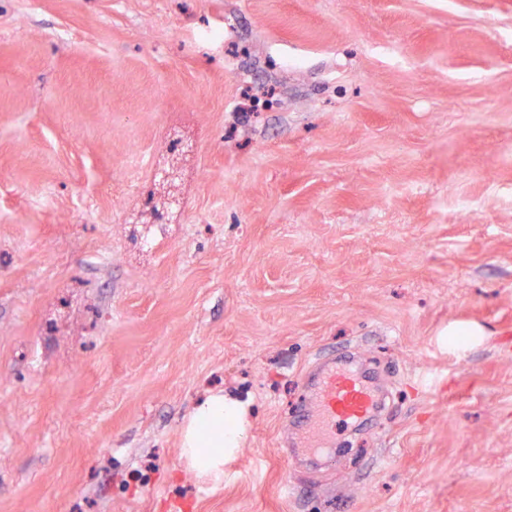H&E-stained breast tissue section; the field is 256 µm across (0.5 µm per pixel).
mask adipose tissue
<instances>
[{
    "label": "adipose tissue",
    "instance_id": "adipose-tissue-1",
    "mask_svg": "<svg viewBox=\"0 0 512 512\" xmlns=\"http://www.w3.org/2000/svg\"><path fill=\"white\" fill-rule=\"evenodd\" d=\"M243 430L244 419L236 402L220 394L207 395L198 401L185 424L184 452L195 468L220 479L224 451L236 447Z\"/></svg>",
    "mask_w": 512,
    "mask_h": 512
}]
</instances>
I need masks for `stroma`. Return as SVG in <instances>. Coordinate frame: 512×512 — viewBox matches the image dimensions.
<instances>
[{"instance_id":"1","label":"stroma","mask_w":512,"mask_h":512,"mask_svg":"<svg viewBox=\"0 0 512 512\" xmlns=\"http://www.w3.org/2000/svg\"><path fill=\"white\" fill-rule=\"evenodd\" d=\"M0 512H512V0H0ZM305 393L295 416L298 446L302 454L316 465H322L333 455V440L341 425H361L382 404V398L372 382L336 359L318 368L314 382L304 379ZM244 430L242 411L224 394L198 401L184 427L183 452L192 465L219 480L224 475V447L235 448Z\"/></svg>"}]
</instances>
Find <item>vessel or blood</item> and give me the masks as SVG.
Masks as SVG:
<instances>
[{
	"label": "vessel or blood",
	"instance_id": "vessel-or-blood-1",
	"mask_svg": "<svg viewBox=\"0 0 512 512\" xmlns=\"http://www.w3.org/2000/svg\"><path fill=\"white\" fill-rule=\"evenodd\" d=\"M304 400L296 412L298 445L315 464L333 455V440L339 426L363 424L382 400L371 381L351 367L327 361L315 381H303Z\"/></svg>",
	"mask_w": 512,
	"mask_h": 512
}]
</instances>
